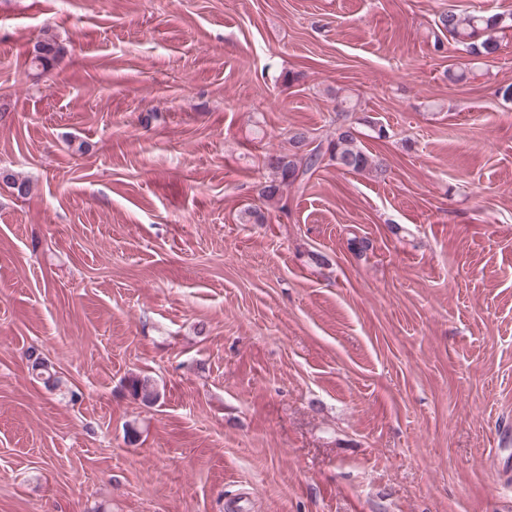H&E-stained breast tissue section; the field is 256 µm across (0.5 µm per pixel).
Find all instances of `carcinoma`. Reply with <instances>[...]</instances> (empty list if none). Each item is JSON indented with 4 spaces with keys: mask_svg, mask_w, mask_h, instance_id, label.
Segmentation results:
<instances>
[{
    "mask_svg": "<svg viewBox=\"0 0 512 512\" xmlns=\"http://www.w3.org/2000/svg\"><path fill=\"white\" fill-rule=\"evenodd\" d=\"M507 27L512 28V16L460 15L453 11L441 13L437 24L440 32L448 34V38L463 46L464 51L475 57L495 55L499 50L496 33ZM62 51L63 48L55 37L49 33L45 34V37L34 46L30 69L41 73L49 71ZM355 111L354 104L342 106L341 112L337 113L339 124L336 127V134L325 144L320 142L314 145L306 133L296 130L289 138L291 149L267 154L265 167L269 177L261 185L259 196L268 203L279 202L288 188L306 184L326 160L347 172L383 173L382 163L363 149L357 122L352 119ZM32 369L43 377L46 385L57 388L61 384V379L50 371L45 361L35 360ZM123 387L133 399L146 405H152L160 398L156 381L148 376L131 374L124 379Z\"/></svg>",
    "mask_w": 512,
    "mask_h": 512,
    "instance_id": "obj_1",
    "label": "carcinoma"
}]
</instances>
